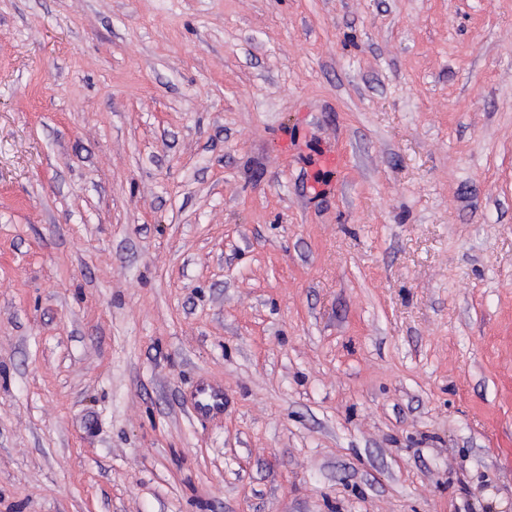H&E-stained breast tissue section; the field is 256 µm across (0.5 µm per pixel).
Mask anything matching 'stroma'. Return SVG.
I'll list each match as a JSON object with an SVG mask.
<instances>
[{
	"instance_id": "35a3bbf8",
	"label": "stroma",
	"mask_w": 512,
	"mask_h": 512,
	"mask_svg": "<svg viewBox=\"0 0 512 512\" xmlns=\"http://www.w3.org/2000/svg\"><path fill=\"white\" fill-rule=\"evenodd\" d=\"M0 512H512V0H0ZM194 403L196 410L200 414H207L221 409L223 396L219 390L209 385H201L196 390Z\"/></svg>"
}]
</instances>
